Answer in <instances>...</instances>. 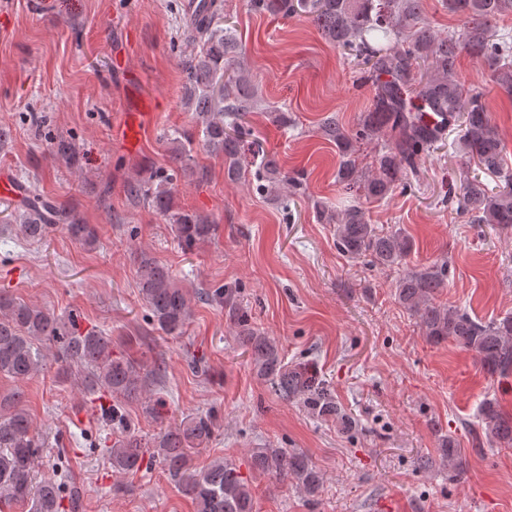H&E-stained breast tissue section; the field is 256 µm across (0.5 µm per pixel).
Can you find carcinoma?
Here are the masks:
<instances>
[{
	"mask_svg": "<svg viewBox=\"0 0 512 512\" xmlns=\"http://www.w3.org/2000/svg\"><path fill=\"white\" fill-rule=\"evenodd\" d=\"M251 10L283 17L309 19L321 35L355 57L363 66L364 81L372 84L367 110L358 127H346L336 115L325 117L320 134L336 145L340 163L336 182L348 195L363 193L365 200L383 202L417 174L422 155L443 138L445 128L431 125L427 113L444 117L459 127L453 148L483 170L501 175L502 185L488 190L478 179L460 187L463 214L471 224H491L512 230V173L503 171L504 145L477 88L465 86L457 73L455 57L465 49L494 67L498 84L512 94V35L491 33V23L512 12V0H448V10L469 18L460 35L436 32L423 17L422 0H248ZM184 39L198 47L185 59L184 104L195 113L200 141L224 159V173L237 181L247 178L259 194L294 196L304 190V177L284 172L276 158L262 153L250 170L241 153L250 126L247 117L258 108V88L243 68H226L237 53L236 30L226 24L224 0H200L188 13ZM385 139L365 167L357 144ZM177 170L202 177L205 172L189 165L194 135L175 130L168 135ZM173 174L160 169L140 176L126 186L128 196L151 203L156 212L174 224L178 243L189 250L209 239L215 230L206 218L175 210ZM317 220L336 225V244L352 259L368 257L383 268L401 264L411 251L410 238L397 229L382 232L369 223L365 209L351 204L336 212L321 202L314 204ZM61 227L75 240L91 245L94 230L69 208L54 204L32 191L22 214L20 231L29 241L43 239ZM136 274L149 316L168 336L184 333L191 318V300L170 269L146 252L137 259ZM448 261L411 272L397 281L399 302L418 317L426 338L434 343L455 342L473 352L490 374L512 373V315L483 323L469 314L436 302L446 286ZM204 299L228 308L239 338L250 350L257 375L274 384L288 400H299L318 417H332L341 430L352 427L341 414L331 393L306 365H285L277 342L253 327L237 301V289L216 288ZM54 345L55 363L85 369L81 385L91 394L113 400L107 408L112 425L128 428L121 400L138 397L145 379L141 366L128 357H112V338L94 328L82 330L72 317H58L36 306L0 294V374L16 379L39 372L45 362L42 346ZM481 429L491 446L512 447V414L494 400L482 402ZM215 423L199 415L161 433L154 444L157 457L172 482L195 503L196 512H255L251 484L237 465L227 459L198 470L189 451L211 441ZM43 436L24 409L20 394L0 398V502L8 500L29 512H64L62 481L58 471L41 476L35 468ZM141 444L133 434L115 439L110 448L112 467L133 472L142 466ZM251 466L258 475L291 478L310 496L319 493L323 474L304 453L281 448H254Z\"/></svg>",
	"mask_w": 512,
	"mask_h": 512,
	"instance_id": "1",
	"label": "carcinoma"
}]
</instances>
